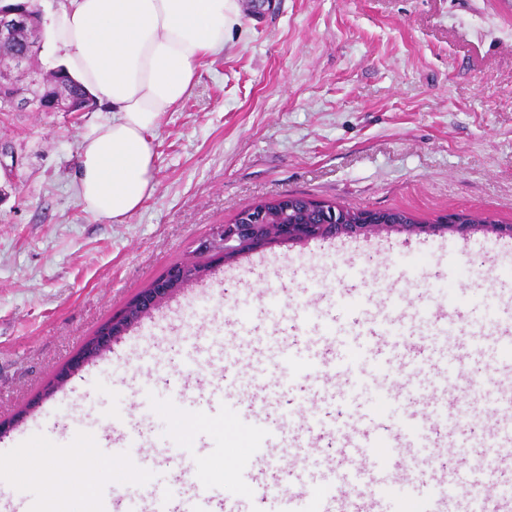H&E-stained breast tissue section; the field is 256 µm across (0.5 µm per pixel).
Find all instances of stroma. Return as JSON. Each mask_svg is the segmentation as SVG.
Segmentation results:
<instances>
[{
  "label": "stroma",
  "mask_w": 512,
  "mask_h": 512,
  "mask_svg": "<svg viewBox=\"0 0 512 512\" xmlns=\"http://www.w3.org/2000/svg\"><path fill=\"white\" fill-rule=\"evenodd\" d=\"M221 54L204 58L185 99L152 132L156 189L122 223L97 218L77 187L81 142L111 121L89 112H0V420L40 405L0 437V494L22 512H94L100 493L136 504L138 461L154 481L176 465L164 448H135L101 467L97 484L57 500L29 469L83 445L104 421L168 439L181 420L168 384L203 390L232 338L233 320L264 307L263 355L236 367L253 378L291 345L296 363L335 348V299L356 288L381 308L470 310V329L512 310V239L488 227L468 236L390 228L288 244L242 256L185 288L44 397L56 372L101 325L169 266L196 258L216 225L284 194L360 209H402L431 223L468 210L512 224V0H244ZM318 329L291 338L290 319ZM303 416L411 426L420 399L403 371L359 386L350 403L298 380ZM203 474L230 498L257 461L259 440L234 414L211 429Z\"/></svg>",
  "instance_id": "35a3bbf8"
}]
</instances>
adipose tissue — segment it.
Instances as JSON below:
<instances>
[{"mask_svg": "<svg viewBox=\"0 0 512 512\" xmlns=\"http://www.w3.org/2000/svg\"><path fill=\"white\" fill-rule=\"evenodd\" d=\"M240 16V0H64L52 35L65 67L114 112L84 138L77 174L96 217L122 221L152 195L148 134L189 93L197 62L223 51L224 33ZM89 454L71 449L37 476L67 498L75 484L91 485Z\"/></svg>", "mask_w": 512, "mask_h": 512, "instance_id": "1", "label": "adipose tissue"}]
</instances>
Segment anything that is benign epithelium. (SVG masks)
I'll return each mask as SVG.
<instances>
[{
  "mask_svg": "<svg viewBox=\"0 0 512 512\" xmlns=\"http://www.w3.org/2000/svg\"><path fill=\"white\" fill-rule=\"evenodd\" d=\"M42 27V17L36 6L28 11H15L0 6V38L28 25ZM31 108L34 112H83L77 104L49 106L34 94L24 99L17 95L0 99V110L16 112ZM278 209L250 206L241 210L226 224H218L199 246V251L213 257L216 263H229L243 253H250L285 243H301L314 239H330L342 235H360L382 228H393L392 217L384 211L371 216L366 214L360 224H342L336 219V209L300 195H284L277 198ZM475 225L466 223L463 212L450 211L439 223L421 226L432 232L448 231L467 235ZM203 278L195 269V263L184 262L169 267L150 282L131 300L133 310L123 309L108 320L81 349L78 356L58 372V381L65 385L87 363L112 350V344L129 328L132 319L141 320L151 315L172 297L179 287Z\"/></svg>",
  "mask_w": 512,
  "mask_h": 512,
  "instance_id": "1",
  "label": "benign epithelium"
}]
</instances>
